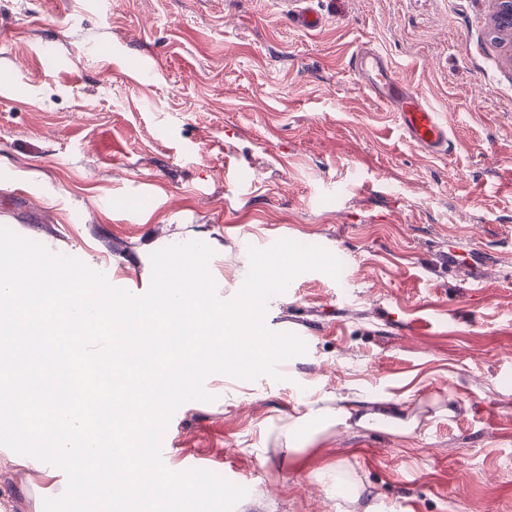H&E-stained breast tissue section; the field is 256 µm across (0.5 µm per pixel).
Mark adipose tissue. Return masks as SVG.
<instances>
[{
	"mask_svg": "<svg viewBox=\"0 0 512 512\" xmlns=\"http://www.w3.org/2000/svg\"><path fill=\"white\" fill-rule=\"evenodd\" d=\"M393 422L411 435L419 430L421 417L408 402L390 394L301 389L288 415L285 444L290 449L311 448L340 431L381 430Z\"/></svg>",
	"mask_w": 512,
	"mask_h": 512,
	"instance_id": "adipose-tissue-1",
	"label": "adipose tissue"
}]
</instances>
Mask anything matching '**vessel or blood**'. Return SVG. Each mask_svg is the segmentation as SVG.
Listing matches in <instances>:
<instances>
[{
  "instance_id": "1",
  "label": "vessel or blood",
  "mask_w": 512,
  "mask_h": 512,
  "mask_svg": "<svg viewBox=\"0 0 512 512\" xmlns=\"http://www.w3.org/2000/svg\"><path fill=\"white\" fill-rule=\"evenodd\" d=\"M351 67L378 100L397 112L403 133L423 152L440 155L451 150L447 120L399 79L384 55L371 48L360 49L353 53Z\"/></svg>"
}]
</instances>
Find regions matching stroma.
Instances as JSON below:
<instances>
[{
  "mask_svg": "<svg viewBox=\"0 0 512 512\" xmlns=\"http://www.w3.org/2000/svg\"><path fill=\"white\" fill-rule=\"evenodd\" d=\"M0 0V225L140 295L146 244L211 239L220 298L248 247L289 238L343 265L295 277L265 323L303 336L282 379L210 375L163 438L168 468L235 471L234 512H336L345 460L380 512H512V45L492 0ZM448 120L431 156L352 73L359 47ZM453 395L414 435L341 434L292 463L299 387ZM62 489L0 452V512ZM343 465V461L336 460V463L326 464L319 470V481L325 487L336 486V495L348 477V471Z\"/></svg>",
  "mask_w": 512,
  "mask_h": 512,
  "instance_id": "1",
  "label": "stroma"
}]
</instances>
